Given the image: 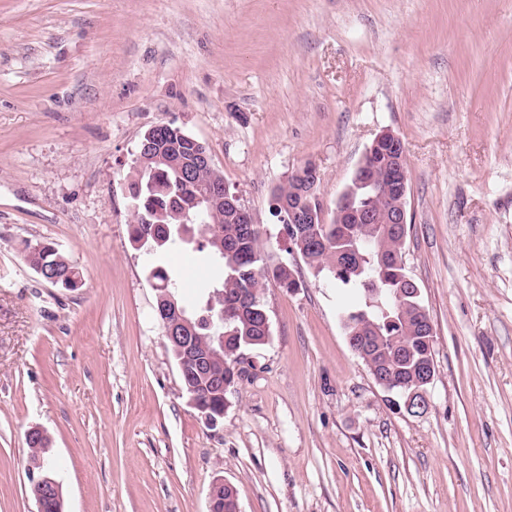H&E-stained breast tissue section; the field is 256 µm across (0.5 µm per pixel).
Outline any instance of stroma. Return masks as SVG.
<instances>
[{
	"mask_svg": "<svg viewBox=\"0 0 512 512\" xmlns=\"http://www.w3.org/2000/svg\"><path fill=\"white\" fill-rule=\"evenodd\" d=\"M205 144L263 233L270 336L216 427L185 397L129 240L143 133ZM410 173L407 273L435 329L428 407L393 405L342 322L355 292L289 250L273 189L325 216L366 148ZM49 241L81 288L23 259ZM512 512V0H0V512Z\"/></svg>",
	"mask_w": 512,
	"mask_h": 512,
	"instance_id": "35a3bbf8",
	"label": "stroma"
}]
</instances>
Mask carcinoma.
<instances>
[{"instance_id": "obj_1", "label": "carcinoma", "mask_w": 512, "mask_h": 512, "mask_svg": "<svg viewBox=\"0 0 512 512\" xmlns=\"http://www.w3.org/2000/svg\"><path fill=\"white\" fill-rule=\"evenodd\" d=\"M197 153L195 138L171 124L166 126L161 142L143 152L144 165L130 182L132 188L142 185L130 237L134 242L148 237L153 255L159 259L172 247L194 244L205 262L216 269L217 277L201 286L207 291V301L191 320L207 313L208 300L215 292H224V302L231 304L224 318L225 341L221 346L214 339L212 346L224 349V361L230 364L235 351L265 345V335L259 329L260 312L266 310L264 289L270 282L291 288L293 270L286 265L269 267L263 263L257 225L244 223L226 208L209 215L194 205L197 196L206 190L210 176L201 172L196 178L182 179L171 163L193 166ZM390 165L391 155L378 151L368 159L365 172L369 178L381 177L390 172ZM298 183L293 176L288 186L273 194V216L287 214L281 202L300 190ZM348 187L356 205L379 218L390 205L367 186L351 182ZM174 196L182 209L197 216L196 220L179 223L169 208ZM281 224L286 240L316 274L324 272L360 296V307L347 313L345 327L350 345L364 363L395 386L417 379L421 363L434 353V336L423 323L421 296L411 292L418 284L407 275L402 260L407 225L341 224L333 218L321 225V241L309 242L299 236L296 225L284 220ZM24 259L32 268L43 266L55 271L65 279L67 288L82 287L78 268L51 242L42 241L35 249L25 245ZM152 277L157 280V294L167 290L179 299L178 276L158 265ZM182 389L186 396L202 402L216 400V389L203 376L182 384Z\"/></svg>"}]
</instances>
